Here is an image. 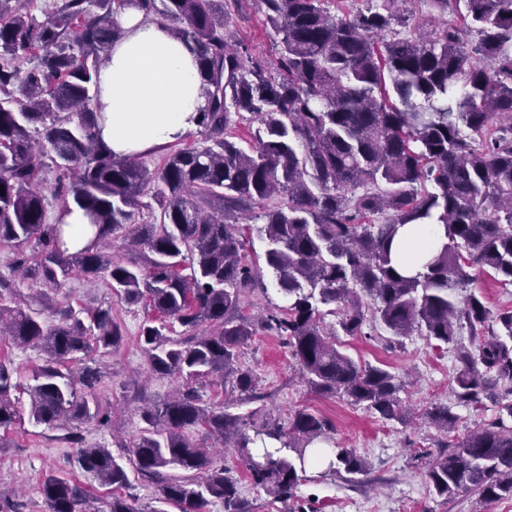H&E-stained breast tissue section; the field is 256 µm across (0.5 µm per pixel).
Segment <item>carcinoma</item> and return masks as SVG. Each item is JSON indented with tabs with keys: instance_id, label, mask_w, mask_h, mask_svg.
I'll return each mask as SVG.
<instances>
[{
	"instance_id": "cac0c4a2",
	"label": "carcinoma",
	"mask_w": 512,
	"mask_h": 512,
	"mask_svg": "<svg viewBox=\"0 0 512 512\" xmlns=\"http://www.w3.org/2000/svg\"><path fill=\"white\" fill-rule=\"evenodd\" d=\"M32 2L0 0V245L16 250L23 274L57 288L73 267L110 279L127 303H145L160 322L144 323L139 335L154 371L188 381L216 375L238 393L236 403L209 407L189 388L142 410L130 462L141 478L161 479L156 502L203 512L217 499L224 512H254L230 470L183 435L188 426L237 449L253 484L285 501L295 496L308 445L332 431L328 419L302 409L288 426L267 423L252 438L246 417L230 412L259 399L255 378L238 366L241 345L256 332L241 314L243 299L261 284L245 262L246 229L265 242V263L288 300L267 326L285 337L316 393L405 421L400 377L357 363L337 336H361L368 325L395 344L416 333L455 346L469 330L475 351L459 349L453 394L464 405L491 401L497 415L446 444L427 477L445 500L468 492L485 503L512 498V388H502L512 383V310L493 317L480 296L457 297L476 270L512 284V0H425L440 16L463 3V25L416 36L403 34L410 15L400 5L408 0H367L342 17L326 0H261L273 59L232 43V13L247 0H56L42 20ZM128 8L160 17L197 47L203 142L170 153L157 170L140 157L114 156L97 136L98 73ZM496 118L501 125L481 146L468 140L465 130L482 133ZM245 119L258 123L248 152L233 136ZM50 165L61 212L77 206L96 227L95 243L72 254L63 225L47 223L37 183ZM145 209L150 220L131 231L137 257L104 254L102 241ZM251 215L262 225L248 224ZM405 224L444 229L432 260L412 277L392 258ZM31 242L41 247L33 266L24 254ZM42 313L0 306V336L45 355L30 387L35 422L80 424L92 415L76 385L93 388L98 371L75 373L68 363L93 343L118 347L122 328L108 308L68 307L50 325ZM327 315L338 316L336 324ZM173 321L206 323L208 331L175 339L163 333ZM9 388L0 365V427L17 414ZM430 415L438 430L454 429L450 407L436 404ZM258 436L297 449V459L269 450L255 459ZM72 440L77 467L103 486L130 487L107 446H83L76 433ZM336 458L347 473L364 472L353 450ZM162 468L180 473L163 478ZM42 491L49 512H92L67 478L48 476Z\"/></svg>"
}]
</instances>
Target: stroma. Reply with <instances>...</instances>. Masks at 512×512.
I'll use <instances>...</instances> for the list:
<instances>
[{"label": "stroma", "instance_id": "obj_1", "mask_svg": "<svg viewBox=\"0 0 512 512\" xmlns=\"http://www.w3.org/2000/svg\"><path fill=\"white\" fill-rule=\"evenodd\" d=\"M237 31L249 52L272 55L273 45L265 34L261 0H248L243 15L234 17ZM14 251L0 246V304L14 307L68 305L74 309L108 308L125 330L123 342L112 349H93L71 361L72 370L91 367L99 372L94 393L106 422L89 419L78 426L83 444L107 445L121 464H128L132 445L143 422L142 408L159 404L182 384L181 378L152 371L138 341L140 329L152 312L144 305H130L104 279H89L72 273L62 288L32 283L15 272ZM469 333H462L457 346L435 347L425 337L413 335L402 344L390 345L385 336H344L340 348L355 361L382 366L404 381L401 397L418 411L411 420L385 421L371 412L334 396L315 393L301 379L283 337L258 327L240 349V364L254 375L261 399L255 406H240V414H253L247 432L263 421L287 423L300 408L326 417L336 447L349 448L367 464L365 473H332L326 467L306 469L295 496L283 502L249 478L246 462L235 449L227 448L200 427L185 429L196 446L211 449L215 462L230 468L239 480L242 494L255 506L254 512H472L476 494L462 493L444 500L433 494L426 476L445 440L461 441L497 414L493 404L476 409L457 404L453 378L457 372L458 347H470ZM0 364L10 376V397L18 414L14 422L0 428V512H49L41 485L49 474H59L84 487L99 512H108L112 489L100 485L74 466L77 444L69 428L35 423L30 416L27 390L32 377L43 366L42 353L18 347L0 338ZM436 404L450 406L457 421L451 434L440 433L422 411Z\"/></svg>", "mask_w": 512, "mask_h": 512}]
</instances>
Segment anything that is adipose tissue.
Here are the masks:
<instances>
[{
	"label": "adipose tissue",
	"mask_w": 512,
	"mask_h": 512,
	"mask_svg": "<svg viewBox=\"0 0 512 512\" xmlns=\"http://www.w3.org/2000/svg\"><path fill=\"white\" fill-rule=\"evenodd\" d=\"M120 24L123 36L98 75V134L114 155L134 157L195 130L205 98L192 44L173 38L164 25L136 9L126 10ZM440 236L435 224L402 226L393 243L398 268L420 272Z\"/></svg>",
	"instance_id": "1"
}]
</instances>
